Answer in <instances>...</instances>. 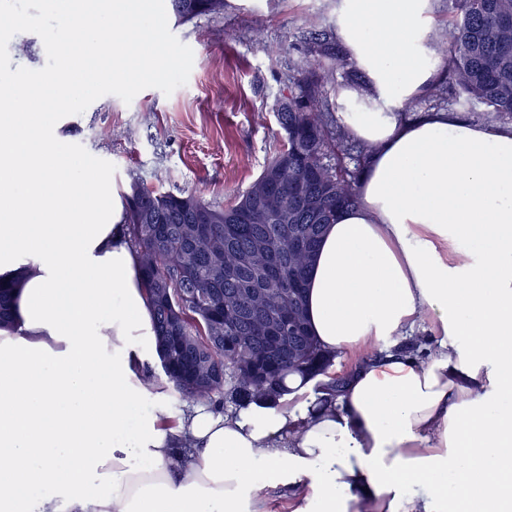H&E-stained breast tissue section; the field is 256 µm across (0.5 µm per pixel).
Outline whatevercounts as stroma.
<instances>
[{
  "label": "stroma",
  "instance_id": "stroma-1",
  "mask_svg": "<svg viewBox=\"0 0 512 512\" xmlns=\"http://www.w3.org/2000/svg\"><path fill=\"white\" fill-rule=\"evenodd\" d=\"M339 0H226L223 12L187 22L169 0H142L137 28L161 34L146 78L113 74L87 86L61 116V146L112 174L162 192L236 203L283 143L277 121L286 77L310 17L335 30ZM62 34L53 0H0V80L45 75L59 65Z\"/></svg>",
  "mask_w": 512,
  "mask_h": 512
}]
</instances>
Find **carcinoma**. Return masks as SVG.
<instances>
[{
	"mask_svg": "<svg viewBox=\"0 0 512 512\" xmlns=\"http://www.w3.org/2000/svg\"><path fill=\"white\" fill-rule=\"evenodd\" d=\"M169 2L183 21L211 13V0ZM339 64L332 36L324 31L289 69L288 96L277 113L280 126L289 130L288 141L257 177L259 182L271 174L279 177L283 207L266 223L252 221L250 189L224 208L193 193H157L137 178L129 185L125 224L153 313L159 366L183 398L213 401L228 394L240 406L254 399L262 381L264 398L275 399L288 374L307 375L306 362L299 360L306 347L320 372L332 364L306 323L275 353L257 324L292 308L304 312L288 289L293 283L305 287L314 253L291 246L288 226L308 233L317 245L336 213L357 202L356 172L366 150L348 147L347 133L334 123L323 99ZM443 71L433 97L442 100L451 89L470 111L512 123V0H448ZM261 242L269 254L250 261ZM244 288L267 290L264 315L255 316L241 294ZM14 291L15 284L0 283V330L13 324ZM226 300L233 307L231 319L224 316ZM227 336L240 340L228 353Z\"/></svg>",
	"mask_w": 512,
	"mask_h": 512,
	"instance_id": "1",
	"label": "carcinoma"
}]
</instances>
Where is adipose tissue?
<instances>
[{
	"label": "adipose tissue",
	"instance_id": "ef3b65f1",
	"mask_svg": "<svg viewBox=\"0 0 512 512\" xmlns=\"http://www.w3.org/2000/svg\"><path fill=\"white\" fill-rule=\"evenodd\" d=\"M79 43L0 86V512H512V126L407 117L432 80L427 0H342L336 35L368 77L341 124L367 149L358 202L309 268L308 329L346 360L338 397L287 380L276 405H175L126 205L62 150L57 112L129 72L140 0H58ZM428 332L430 355L396 347Z\"/></svg>",
	"mask_w": 512,
	"mask_h": 512
}]
</instances>
